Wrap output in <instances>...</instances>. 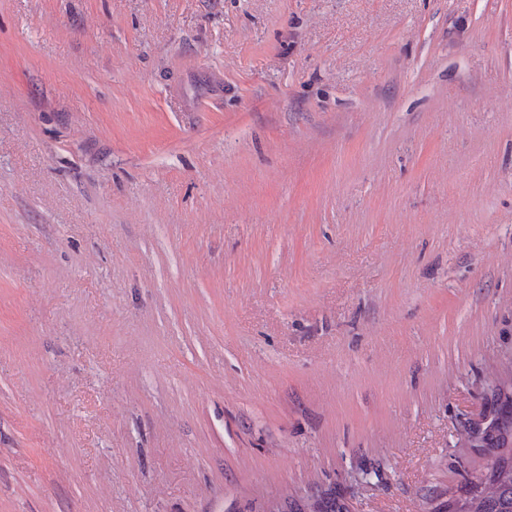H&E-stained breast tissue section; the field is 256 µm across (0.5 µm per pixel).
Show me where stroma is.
<instances>
[{"label":"stroma","instance_id":"obj_1","mask_svg":"<svg viewBox=\"0 0 512 512\" xmlns=\"http://www.w3.org/2000/svg\"><path fill=\"white\" fill-rule=\"evenodd\" d=\"M512 448V0H0V512H448Z\"/></svg>","mask_w":512,"mask_h":512}]
</instances>
